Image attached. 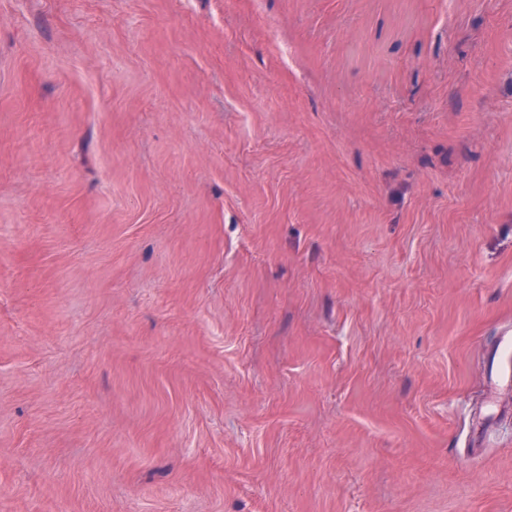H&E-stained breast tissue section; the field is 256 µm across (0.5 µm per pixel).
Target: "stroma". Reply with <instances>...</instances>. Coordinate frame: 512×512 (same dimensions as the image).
Listing matches in <instances>:
<instances>
[{"label": "stroma", "instance_id": "obj_1", "mask_svg": "<svg viewBox=\"0 0 512 512\" xmlns=\"http://www.w3.org/2000/svg\"><path fill=\"white\" fill-rule=\"evenodd\" d=\"M512 0H0V512H512ZM492 383L494 389L508 386L512 382V337H504L492 361Z\"/></svg>", "mask_w": 512, "mask_h": 512}]
</instances>
